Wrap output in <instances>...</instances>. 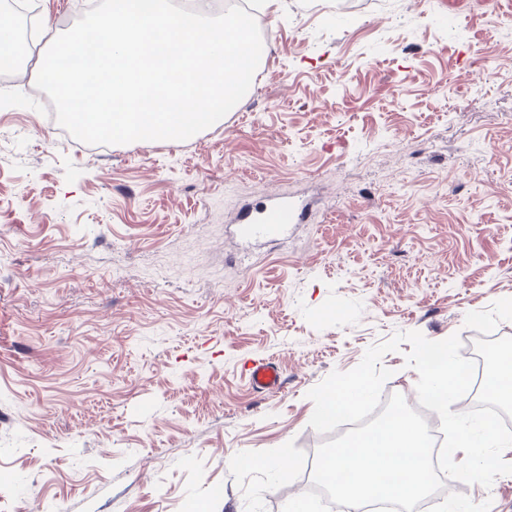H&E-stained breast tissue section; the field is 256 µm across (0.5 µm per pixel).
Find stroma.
<instances>
[{
    "instance_id": "35a3bbf8",
    "label": "stroma",
    "mask_w": 512,
    "mask_h": 512,
    "mask_svg": "<svg viewBox=\"0 0 512 512\" xmlns=\"http://www.w3.org/2000/svg\"><path fill=\"white\" fill-rule=\"evenodd\" d=\"M255 8L260 80L184 141L73 145L0 73V512H331L310 389L398 332L512 337V14ZM269 193L308 218L243 246ZM410 349L384 395L416 399ZM425 504L512 512V475ZM249 380L257 392L277 390L283 383L282 371L271 361L254 360L249 368Z\"/></svg>"
}]
</instances>
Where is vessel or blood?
Instances as JSON below:
<instances>
[{"instance_id": "1", "label": "vessel or blood", "mask_w": 512, "mask_h": 512, "mask_svg": "<svg viewBox=\"0 0 512 512\" xmlns=\"http://www.w3.org/2000/svg\"><path fill=\"white\" fill-rule=\"evenodd\" d=\"M304 218L303 206L272 193L261 207L242 213L239 232L246 240H274L281 236L287 225L300 223ZM249 380L255 391H273L279 389L283 383L282 371L276 363L256 360L249 368Z\"/></svg>"}]
</instances>
